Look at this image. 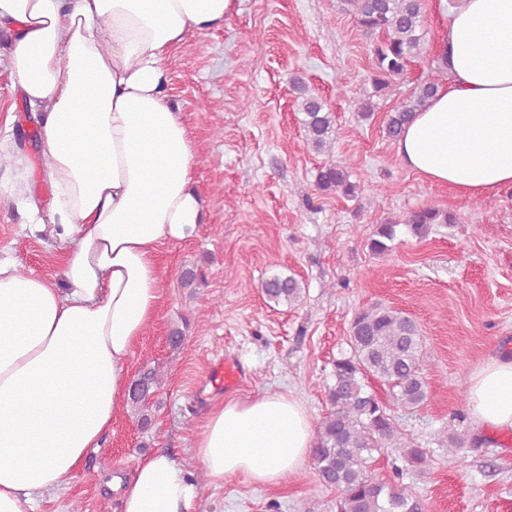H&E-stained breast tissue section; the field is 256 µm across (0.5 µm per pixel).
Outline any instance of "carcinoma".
<instances>
[{
  "instance_id": "obj_1",
  "label": "carcinoma",
  "mask_w": 512,
  "mask_h": 512,
  "mask_svg": "<svg viewBox=\"0 0 512 512\" xmlns=\"http://www.w3.org/2000/svg\"><path fill=\"white\" fill-rule=\"evenodd\" d=\"M358 27L370 40L373 95L385 96L397 87L396 79L408 65L425 53L421 0H344ZM439 79L417 83L386 114L382 131L395 140L403 128L431 99ZM305 142L317 153L329 152L336 139L335 120L321 96L304 82L295 86ZM322 192H332L354 200L356 183L343 166L329 164L316 177ZM456 217L444 209L424 207L409 212L403 222L377 224L366 245L377 256L389 253L403 225L417 238H424L434 224H453ZM206 282L205 270L198 264L182 269L181 287L196 290ZM269 303L295 306L302 301L304 288L293 276L273 275L261 285ZM351 354L332 365L333 384L329 386L330 411L319 422L311 451L314 474L325 486L336 491L331 512H425L423 500L412 486L388 481L376 475V455L396 448L412 467L425 465L427 450L417 446L402 432L391 413V406L416 411L428 399L423 336L414 320L404 312L381 305L359 310L350 324ZM142 392L129 397L128 405L142 429L152 424L154 397L163 377L157 367L144 366L136 375ZM376 380L386 389L383 399L369 386Z\"/></svg>"
}]
</instances>
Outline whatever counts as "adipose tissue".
<instances>
[{"label": "adipose tissue", "mask_w": 512, "mask_h": 512, "mask_svg": "<svg viewBox=\"0 0 512 512\" xmlns=\"http://www.w3.org/2000/svg\"><path fill=\"white\" fill-rule=\"evenodd\" d=\"M236 0H0V47L41 127V209L26 176L10 199L65 246L60 280L0 259V512H35L99 447L124 401L136 342L161 306L162 247L203 222L198 156L165 94L170 51L222 27ZM448 78L395 143L424 180L480 198L512 187V0H453ZM476 428L512 429V358L468 378ZM314 425L292 392L214 406L194 440L212 485L277 486ZM200 487L172 455L136 465L122 512H193Z\"/></svg>", "instance_id": "1"}]
</instances>
